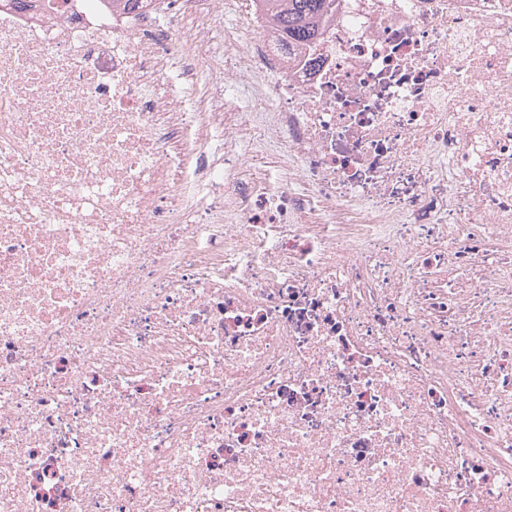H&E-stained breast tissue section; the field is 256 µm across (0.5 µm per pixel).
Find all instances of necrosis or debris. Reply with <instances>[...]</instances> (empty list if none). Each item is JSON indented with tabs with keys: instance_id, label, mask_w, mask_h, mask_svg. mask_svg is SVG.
I'll use <instances>...</instances> for the list:
<instances>
[{
	"instance_id": "1",
	"label": "necrosis or debris",
	"mask_w": 512,
	"mask_h": 512,
	"mask_svg": "<svg viewBox=\"0 0 512 512\" xmlns=\"http://www.w3.org/2000/svg\"><path fill=\"white\" fill-rule=\"evenodd\" d=\"M222 7L0 0V512H512V0ZM285 2V3H283ZM274 12L275 29L289 41H307L311 35L309 18L321 12L325 0H268Z\"/></svg>"
}]
</instances>
